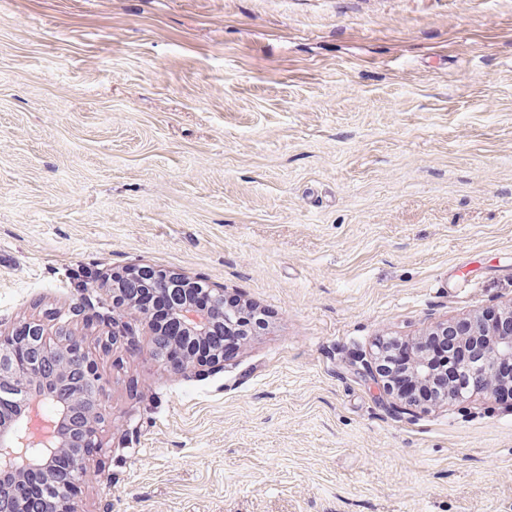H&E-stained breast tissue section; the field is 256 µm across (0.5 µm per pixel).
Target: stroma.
Listing matches in <instances>:
<instances>
[{
    "mask_svg": "<svg viewBox=\"0 0 512 512\" xmlns=\"http://www.w3.org/2000/svg\"><path fill=\"white\" fill-rule=\"evenodd\" d=\"M266 324L174 377L104 282ZM512 306V0H0V335L82 337L78 512H512V410L357 354ZM201 284L187 278L160 275L147 286L156 294L176 301L172 308L173 326L175 331L187 337L207 336L217 323L234 326L233 319L239 315L230 304H216L218 297L224 302V290L216 291ZM199 290L203 293L202 298L192 300V294Z\"/></svg>",
    "mask_w": 512,
    "mask_h": 512,
    "instance_id": "1",
    "label": "stroma"
}]
</instances>
